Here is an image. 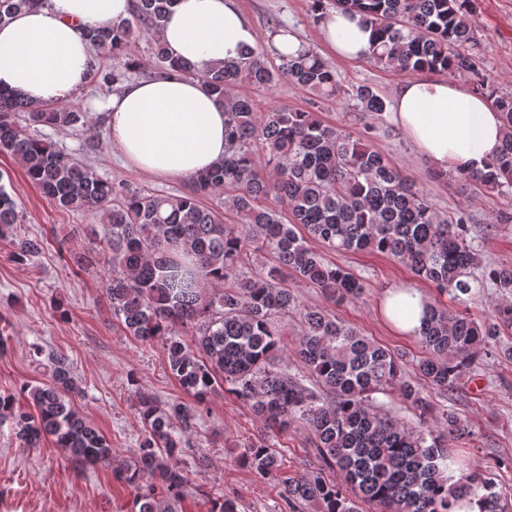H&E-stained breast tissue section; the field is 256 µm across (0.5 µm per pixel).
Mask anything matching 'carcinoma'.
<instances>
[{
  "instance_id": "cac0c4a2",
  "label": "carcinoma",
  "mask_w": 512,
  "mask_h": 512,
  "mask_svg": "<svg viewBox=\"0 0 512 512\" xmlns=\"http://www.w3.org/2000/svg\"><path fill=\"white\" fill-rule=\"evenodd\" d=\"M41 0H0V23ZM176 0H135L133 20L86 33L97 48L120 54L142 33L154 37L159 65L154 76L178 72L198 77L224 100V160L192 179L189 192L135 191L98 176L48 137L30 135L20 125L91 134L89 113L71 106L33 103L0 91V152L15 157L28 179L56 205L91 212L98 223L88 236L99 242L112 277L103 282L112 315L126 333L151 343L164 336L169 369L195 404H161L137 391L143 426L134 456L115 479L135 490V512H179L189 482L183 448L195 432L200 407L222 382L225 391L250 405L266 425L245 446L238 463L279 486L286 512L314 504L319 512H453L465 496L480 500L481 512H509L485 471L459 468L445 437L468 438L467 423L435 405L402 375L398 358L360 335L324 307L299 312L301 332L293 351L314 380L309 387L278 361L288 343L272 317L297 310L286 286L292 277L317 288L332 303L359 299L360 276L330 263L323 251H367L394 257L419 278L459 305L491 287L500 302L474 315L437 301L426 307L417 336L426 356L417 363L422 377L446 390L475 357L496 348L512 328V266L486 267L473 246L468 217L446 218L403 167L375 149L366 136L324 121L313 107L279 104L256 112L235 92L246 82L271 89L283 79L315 102L347 97L362 112L381 116L389 101L369 85L345 89L320 54L306 48L282 56L271 46H245L237 61L199 69L169 55L156 38ZM338 9L357 11L373 30L367 62L390 72L415 74L423 68L464 76L502 114L501 147L478 172H457L466 187L512 193V95L494 91L476 50L472 29L475 0H332ZM140 68L127 57L125 72ZM98 62L91 76L104 88L125 77ZM224 197L219 208L202 199ZM236 213L228 224L224 211ZM17 203L0 185V236L10 238L12 257L25 264L39 256L44 241L17 235ZM263 252L273 264L251 271L252 256ZM192 337L187 344L183 337ZM51 379L0 393V425L8 422L26 448L50 437L85 468L112 458L106 438L76 409L79 392L68 359L48 353ZM395 391L419 411L411 426L376 403L373 395ZM310 431L319 464L281 475L271 440L292 427ZM336 471L335 482L328 473Z\"/></svg>"
}]
</instances>
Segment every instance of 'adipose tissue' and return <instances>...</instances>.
<instances>
[{
	"label": "adipose tissue",
	"instance_id": "adipose-tissue-1",
	"mask_svg": "<svg viewBox=\"0 0 512 512\" xmlns=\"http://www.w3.org/2000/svg\"><path fill=\"white\" fill-rule=\"evenodd\" d=\"M132 0H42L0 23V88L36 103L70 102L89 77L87 30L128 19ZM173 56L199 66L239 58L255 34L235 0H176L159 34ZM319 37L337 57L367 60L372 30L360 15L333 11ZM109 148L136 170L164 179L196 176L224 157V104L179 73L126 85L98 106ZM392 119L435 170L483 169L500 147V112L467 87L429 75L400 84ZM427 300L419 288L389 287L378 313L416 335Z\"/></svg>",
	"mask_w": 512,
	"mask_h": 512
}]
</instances>
